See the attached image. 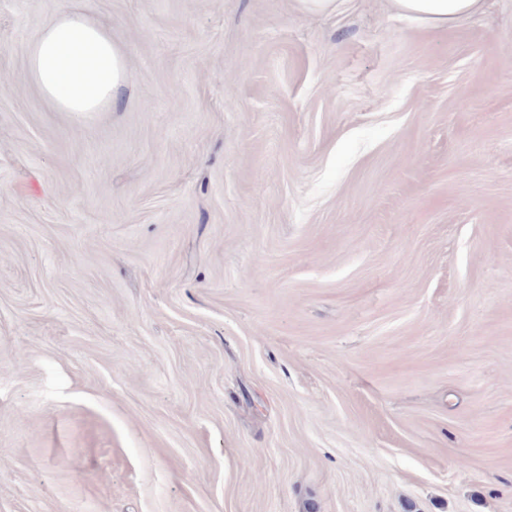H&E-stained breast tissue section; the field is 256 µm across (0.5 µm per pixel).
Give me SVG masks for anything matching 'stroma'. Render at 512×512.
I'll use <instances>...</instances> for the list:
<instances>
[{
    "label": "stroma",
    "mask_w": 512,
    "mask_h": 512,
    "mask_svg": "<svg viewBox=\"0 0 512 512\" xmlns=\"http://www.w3.org/2000/svg\"><path fill=\"white\" fill-rule=\"evenodd\" d=\"M0 512H512V0H0ZM399 14L424 25L445 28L476 12L483 0H390ZM32 76L62 112H97L127 80L126 57L112 34L75 7L55 15L25 49Z\"/></svg>",
    "instance_id": "obj_1"
}]
</instances>
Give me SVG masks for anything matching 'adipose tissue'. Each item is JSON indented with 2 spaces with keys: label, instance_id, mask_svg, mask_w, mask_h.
I'll use <instances>...</instances> for the list:
<instances>
[{
  "label": "adipose tissue",
  "instance_id": "obj_1",
  "mask_svg": "<svg viewBox=\"0 0 512 512\" xmlns=\"http://www.w3.org/2000/svg\"><path fill=\"white\" fill-rule=\"evenodd\" d=\"M482 0H391L399 14L448 28L476 12ZM42 93L64 112H97L112 103L127 80L126 57L110 32L80 10L55 15L25 49Z\"/></svg>",
  "mask_w": 512,
  "mask_h": 512
}]
</instances>
